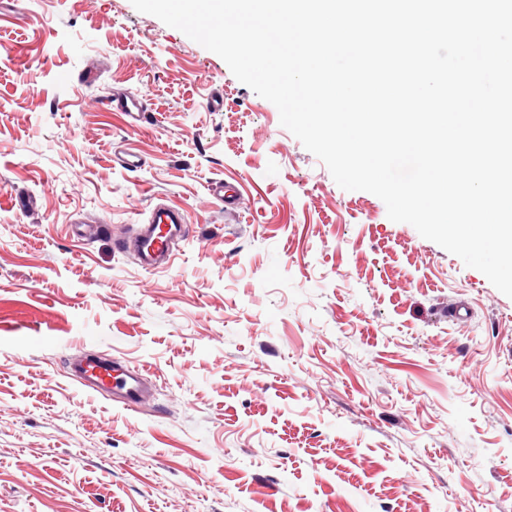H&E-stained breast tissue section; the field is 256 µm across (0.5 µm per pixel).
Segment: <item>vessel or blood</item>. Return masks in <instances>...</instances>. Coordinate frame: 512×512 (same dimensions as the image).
<instances>
[{
	"label": "vessel or blood",
	"mask_w": 512,
	"mask_h": 512,
	"mask_svg": "<svg viewBox=\"0 0 512 512\" xmlns=\"http://www.w3.org/2000/svg\"><path fill=\"white\" fill-rule=\"evenodd\" d=\"M105 109L126 116L136 126L145 117L143 103L133 96H115L104 104ZM187 224L182 210L166 205L156 206L147 224L141 225L134 240L142 268L159 270L169 266L174 254V241L182 238ZM72 371L83 390L93 394L111 393L118 405L129 408L149 398L152 390L145 383V371L128 368L112 357L86 358L75 356Z\"/></svg>",
	"instance_id": "vessel-or-blood-1"
}]
</instances>
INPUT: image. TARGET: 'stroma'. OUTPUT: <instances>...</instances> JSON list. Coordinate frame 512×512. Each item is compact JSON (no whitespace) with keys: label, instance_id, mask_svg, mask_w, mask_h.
I'll return each instance as SVG.
<instances>
[{"label":"stroma","instance_id":"1","mask_svg":"<svg viewBox=\"0 0 512 512\" xmlns=\"http://www.w3.org/2000/svg\"><path fill=\"white\" fill-rule=\"evenodd\" d=\"M162 203L188 232L147 271ZM81 353L152 398L83 391ZM0 512H512V298L130 0H0ZM102 107L126 116L130 126H138L145 119L147 112L143 103L134 96H112L107 102L102 103ZM165 228L160 235L161 227ZM187 224L184 212L167 205L154 208L149 224H141L134 240L139 264L149 270L164 269L169 266L174 254V241L182 238Z\"/></svg>","mask_w":512,"mask_h":512}]
</instances>
